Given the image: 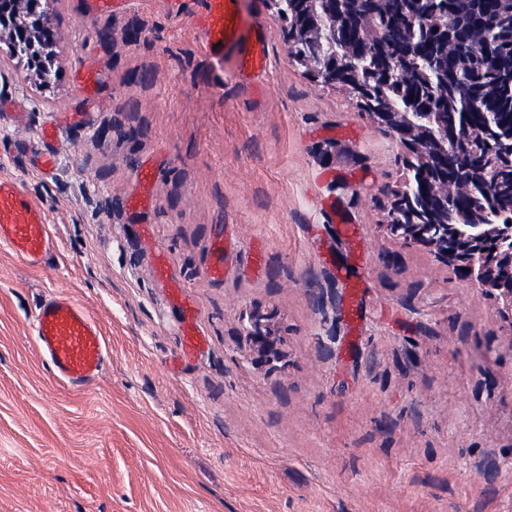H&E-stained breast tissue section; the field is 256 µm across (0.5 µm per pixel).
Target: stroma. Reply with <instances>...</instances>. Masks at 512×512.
Returning <instances> with one entry per match:
<instances>
[{
  "mask_svg": "<svg viewBox=\"0 0 512 512\" xmlns=\"http://www.w3.org/2000/svg\"><path fill=\"white\" fill-rule=\"evenodd\" d=\"M234 8L240 41L270 34L249 80L205 52L201 0H51L48 84L0 31V106L27 114L0 117V177L58 242L37 267L0 248V512H512V326L388 235L396 144L293 64L266 0ZM53 292L108 342L81 390L32 337ZM259 318V322L256 319ZM244 328L253 345L254 362L270 369L276 367L280 358L277 347V337L273 336L269 317L260 312H255L247 317Z\"/></svg>",
  "mask_w": 512,
  "mask_h": 512,
  "instance_id": "35a3bbf8",
  "label": "stroma"
}]
</instances>
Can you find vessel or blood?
Masks as SVG:
<instances>
[{
  "label": "vessel or blood",
  "mask_w": 512,
  "mask_h": 512,
  "mask_svg": "<svg viewBox=\"0 0 512 512\" xmlns=\"http://www.w3.org/2000/svg\"><path fill=\"white\" fill-rule=\"evenodd\" d=\"M204 12L206 49L236 41L234 0H206ZM267 46L266 32L257 30L239 56L236 76L265 71ZM0 246L31 266L41 265L58 248L41 207L12 179H0ZM31 327L40 353L63 386L81 389L99 377L107 344L100 324L82 305L68 296L49 294L38 304Z\"/></svg>",
  "instance_id": "1"
}]
</instances>
